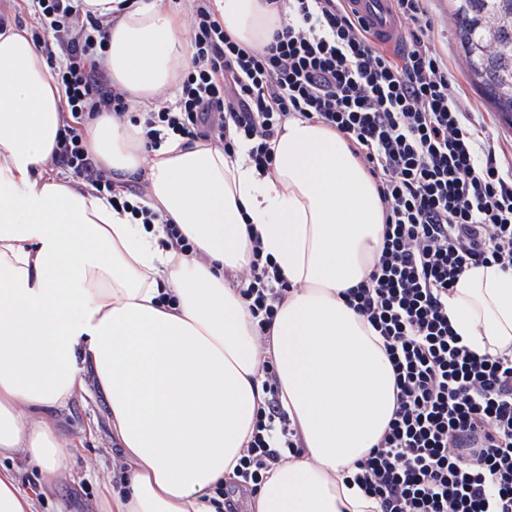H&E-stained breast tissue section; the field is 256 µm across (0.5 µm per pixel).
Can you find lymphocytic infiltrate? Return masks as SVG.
<instances>
[{
	"label": "lymphocytic infiltrate",
	"instance_id": "1",
	"mask_svg": "<svg viewBox=\"0 0 512 512\" xmlns=\"http://www.w3.org/2000/svg\"><path fill=\"white\" fill-rule=\"evenodd\" d=\"M426 2L396 0L409 35L389 55L343 0H268L283 12V28L260 51L225 32L210 0H194L184 75L140 118L148 149L171 134L228 154L244 144L259 170L272 165L288 119L336 131L373 178L384 217L380 253L344 297L381 336L396 387L389 425L355 462L352 480L376 512H512V350L477 354L448 318L466 269L493 264L512 273V166L471 121L432 47ZM30 8L33 39L65 95L52 166L155 223L140 188L97 164L82 135L95 112L121 121L129 113L105 63L111 15L82 11L80 0H31ZM237 280L257 340L267 344L292 287L258 242ZM260 380L264 403L238 471L241 486L254 489L302 448L273 362Z\"/></svg>",
	"mask_w": 512,
	"mask_h": 512
}]
</instances>
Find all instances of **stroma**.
Segmentation results:
<instances>
[{"label": "stroma", "instance_id": "stroma-1", "mask_svg": "<svg viewBox=\"0 0 512 512\" xmlns=\"http://www.w3.org/2000/svg\"><path fill=\"white\" fill-rule=\"evenodd\" d=\"M427 8L434 20L430 41L447 63L472 121L489 132L500 161L512 164V126L501 121L466 76L448 0H429ZM94 383L93 376H86L84 391L53 413L60 435L76 447L70 475L61 477L54 490L37 502V512H101L106 489L117 491L123 486L122 450L109 429L108 405L96 394Z\"/></svg>", "mask_w": 512, "mask_h": 512}]
</instances>
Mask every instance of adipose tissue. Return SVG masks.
Segmentation results:
<instances>
[{"instance_id": "obj_1", "label": "adipose tissue", "mask_w": 512, "mask_h": 512, "mask_svg": "<svg viewBox=\"0 0 512 512\" xmlns=\"http://www.w3.org/2000/svg\"><path fill=\"white\" fill-rule=\"evenodd\" d=\"M224 30L260 49L282 23L266 0H211ZM189 6L139 0L109 34L112 81L139 105L174 86L191 47ZM62 92L27 30L0 31V452L38 463L25 490L0 469V512H36L68 469L52 409L93 371L124 456L125 491L104 512H217L264 401L273 360L281 402L303 450L276 465L255 512H373L345 471L386 430L392 366L372 326L343 292L364 280L382 243L375 184L336 132L288 120L270 170L243 152L171 135L146 151L143 129L103 112L84 139L103 168L140 176L145 204L193 245L172 248L92 188L51 174ZM292 286L259 347L228 273L248 265L251 240ZM455 332L477 353L512 348V274L466 270L448 298ZM39 418H22L21 408Z\"/></svg>"}]
</instances>
